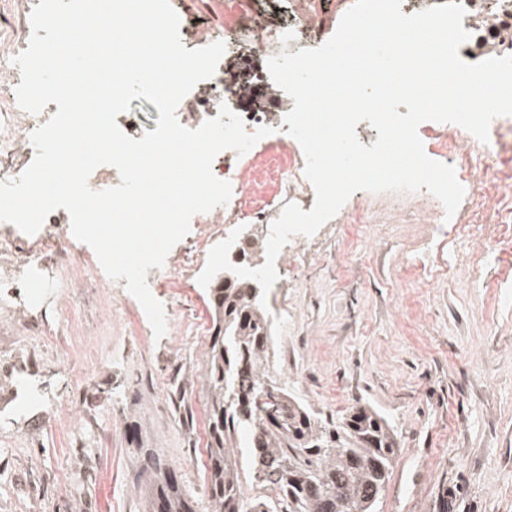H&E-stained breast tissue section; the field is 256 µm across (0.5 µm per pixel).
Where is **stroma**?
I'll return each mask as SVG.
<instances>
[{
    "instance_id": "1",
    "label": "stroma",
    "mask_w": 512,
    "mask_h": 512,
    "mask_svg": "<svg viewBox=\"0 0 512 512\" xmlns=\"http://www.w3.org/2000/svg\"><path fill=\"white\" fill-rule=\"evenodd\" d=\"M39 2L0 0L1 42L20 46ZM174 7L194 23L186 48L224 25V0ZM441 161L469 164L442 235L415 195L359 191L289 254L287 288L266 298L268 370L324 416L368 405L391 425L380 512H512V135L490 164L460 148ZM148 276L178 314L159 340L126 289L91 306L60 275L70 314L45 323L22 273L0 278V512H144L149 449L206 512L210 339L192 327L210 316L207 291Z\"/></svg>"
}]
</instances>
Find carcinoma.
<instances>
[{"label":"carcinoma","mask_w":512,"mask_h":512,"mask_svg":"<svg viewBox=\"0 0 512 512\" xmlns=\"http://www.w3.org/2000/svg\"><path fill=\"white\" fill-rule=\"evenodd\" d=\"M208 296L215 329L204 367L209 512H378L398 453L386 420L365 407L328 419L276 384L257 282L224 271ZM152 466L147 512H197L177 474L159 461ZM245 476L273 496L246 500Z\"/></svg>","instance_id":"1"}]
</instances>
